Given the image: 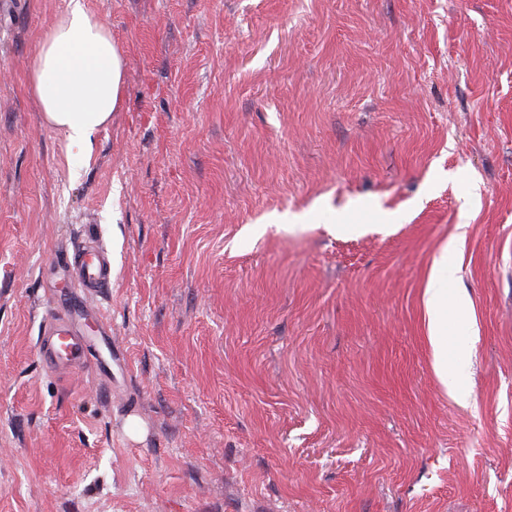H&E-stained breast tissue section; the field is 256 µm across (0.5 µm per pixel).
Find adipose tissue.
<instances>
[{
  "mask_svg": "<svg viewBox=\"0 0 512 512\" xmlns=\"http://www.w3.org/2000/svg\"><path fill=\"white\" fill-rule=\"evenodd\" d=\"M124 65L120 47L86 0H67L33 59L32 85L46 122L64 133L70 159L89 155L93 135L117 110L124 93ZM424 306L433 369L447 381L449 302L441 266L430 272Z\"/></svg>",
  "mask_w": 512,
  "mask_h": 512,
  "instance_id": "obj_1",
  "label": "adipose tissue"
}]
</instances>
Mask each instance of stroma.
<instances>
[{"instance_id": "35a3bbf8", "label": "stroma", "mask_w": 512, "mask_h": 512, "mask_svg": "<svg viewBox=\"0 0 512 512\" xmlns=\"http://www.w3.org/2000/svg\"><path fill=\"white\" fill-rule=\"evenodd\" d=\"M86 2L125 91L78 165L30 77L67 0L0 11V512H512V0ZM54 269L69 275L70 288H76L83 296L99 295L110 287L112 281V263L108 253L99 245L87 242L57 261ZM441 267V262L433 266L424 291L428 339L435 374L448 388L450 396L460 398L456 385L448 381V286ZM85 307L76 303L45 319L40 330L38 356L50 371L77 370L91 363L90 338L75 322Z\"/></svg>"}]
</instances>
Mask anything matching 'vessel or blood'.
I'll use <instances>...</instances> for the list:
<instances>
[{"mask_svg": "<svg viewBox=\"0 0 512 512\" xmlns=\"http://www.w3.org/2000/svg\"><path fill=\"white\" fill-rule=\"evenodd\" d=\"M56 268L68 275L70 286L83 296L99 295L111 285V259L97 245L85 243L74 248L71 254L57 262ZM82 310V305L77 304L45 319L37 350L47 369L77 370L89 365L90 338L76 322Z\"/></svg>", "mask_w": 512, "mask_h": 512, "instance_id": "1", "label": "vessel or blood"}]
</instances>
